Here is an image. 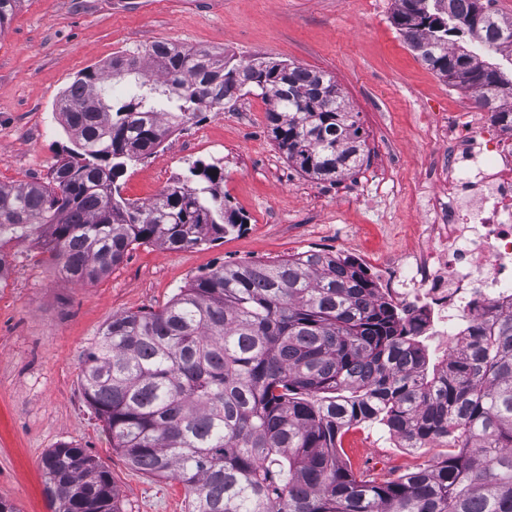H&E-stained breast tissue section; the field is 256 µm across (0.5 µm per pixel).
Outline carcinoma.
<instances>
[{"label":"carcinoma","mask_w":512,"mask_h":512,"mask_svg":"<svg viewBox=\"0 0 512 512\" xmlns=\"http://www.w3.org/2000/svg\"><path fill=\"white\" fill-rule=\"evenodd\" d=\"M394 24L427 67L512 116V77L467 38L512 48V22L481 0H398ZM129 87L120 101L112 84ZM258 89L288 161L334 180L366 140L333 77L288 63L155 43L82 73L58 111L73 147L48 181L0 185V268L7 247L43 241L70 281H94L135 247L212 244L243 230L197 163L153 200L118 179L166 131ZM362 265L322 251L240 261L197 277L158 310L125 313L84 355L85 395L132 467L181 482L189 512H512V313L470 325L469 346L432 363ZM378 423L401 447L447 451L395 479L356 469L342 436ZM56 512H121L108 470L61 444L42 458Z\"/></svg>","instance_id":"obj_1"}]
</instances>
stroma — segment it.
Returning <instances> with one entry per match:
<instances>
[{
    "mask_svg": "<svg viewBox=\"0 0 512 512\" xmlns=\"http://www.w3.org/2000/svg\"><path fill=\"white\" fill-rule=\"evenodd\" d=\"M396 0H20L0 32V184L46 181L71 144L56 103L86 68L157 42L209 48L246 62L291 61L334 77L366 139L364 160L336 181L300 173L267 130V99L251 93L164 136L128 165L123 197L142 202L221 166L219 190L243 232L179 251L143 244L106 276L62 278L42 241L10 247L0 276V500L54 512L42 457L71 443L109 470L121 512H188L182 483L132 469L113 449L80 381L83 355L113 316L162 307L193 278L227 262L270 263L309 250L396 254L420 222L416 200L440 150L420 116L453 112L469 90L445 82L411 51ZM355 466L395 477L438 455L399 447L379 424L343 437Z\"/></svg>",
    "mask_w": 512,
    "mask_h": 512,
    "instance_id": "stroma-1",
    "label": "stroma"
}]
</instances>
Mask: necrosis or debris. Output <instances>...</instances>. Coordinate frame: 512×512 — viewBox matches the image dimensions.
Wrapping results in <instances>:
<instances>
[{
  "label": "necrosis or debris",
  "instance_id": "obj_1",
  "mask_svg": "<svg viewBox=\"0 0 512 512\" xmlns=\"http://www.w3.org/2000/svg\"><path fill=\"white\" fill-rule=\"evenodd\" d=\"M435 129L448 175L421 201L413 246L375 275L408 319L461 347L486 311L512 312V123L485 126L473 97Z\"/></svg>",
  "mask_w": 512,
  "mask_h": 512
}]
</instances>
